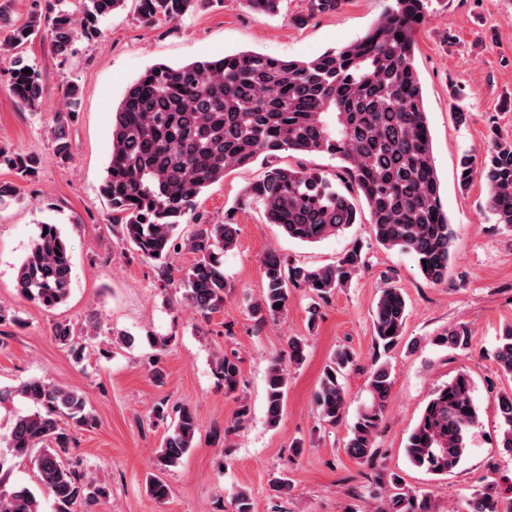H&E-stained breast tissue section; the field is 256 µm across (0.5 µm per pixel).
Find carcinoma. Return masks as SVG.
<instances>
[{"mask_svg":"<svg viewBox=\"0 0 512 512\" xmlns=\"http://www.w3.org/2000/svg\"><path fill=\"white\" fill-rule=\"evenodd\" d=\"M81 14L58 11L41 24V16L14 26L0 41V55L19 51L43 33L55 56L68 60L78 36H101V21L121 9L125 0H84ZM209 0H140L139 15L147 23L173 22ZM345 0H309L310 14L336 12ZM256 15L279 12L281 0H242ZM428 0H393V5L358 39L308 60H283L249 51L178 66L165 63L146 69L126 90L112 113V150L101 193L119 226L122 244L141 258L168 270L179 244L194 262L179 278L182 299L202 318L224 309V253L235 248V224H212L196 215L205 228L178 242L181 219L198 207L205 188L230 170L250 166L258 158L272 160L284 150L325 153L341 161L346 190L312 168H285L270 163L263 179L246 194L264 208L265 223L279 226L288 237L317 243L353 224H360L357 202L369 214L376 241L386 249L412 254L421 275L433 284L448 279L454 232L443 208L433 162V144L420 77L415 64L416 34L427 17ZM30 73L25 74L23 70ZM5 81L24 107L43 106L38 70L15 57ZM66 109L56 115L54 155L70 160L66 127L79 100V88L64 89ZM5 162L22 181L38 170V157L0 149ZM480 173L487 187L486 205L495 222L512 227V141L496 140L481 167L463 156L458 183L467 189ZM364 265L355 243L336 263L324 267L292 266L276 250L262 258L266 288L252 306L259 320L287 311L290 289L304 288L313 304L309 322L319 318L320 303L346 288ZM72 258L57 226H39L30 251L20 263L15 288L23 298L45 308L64 304L69 295ZM407 301L394 284L383 288L373 310L375 340L383 349L396 346L407 318ZM395 333L389 335V329ZM55 339L78 362L84 360L86 334L70 322L53 326ZM472 331L466 324L448 326L433 344L465 352ZM499 367L512 373V325L503 329L494 352ZM306 345L288 339V361L299 366ZM354 354L336 351L324 367L314 393L321 420L330 426L344 416L346 392L341 378ZM216 372L227 392L237 388V358L223 354ZM394 385L388 363H375L367 379L368 400L348 428L345 448L359 463L373 461L375 437ZM470 374L460 371L438 388L427 403L406 445L410 462L433 475L456 468L469 452V434L480 422ZM288 392V372L277 360L266 376V415L279 422ZM23 399L33 406L16 414L0 444L14 459L26 460L38 489L9 481L0 458V512H43L42 495L53 512H93L106 494L82 467L67 457L73 437L61 422L90 427L95 417L83 392L40 377L16 387H0V407ZM164 423L156 461L174 467L193 447L199 423L194 411L182 407L174 420L163 406L153 409ZM499 447L512 456V389L497 397ZM392 489L375 496L372 512H431L427 496ZM469 512H512L493 481H486L469 500Z\"/></svg>","mask_w":512,"mask_h":512,"instance_id":"obj_1","label":"carcinoma"}]
</instances>
